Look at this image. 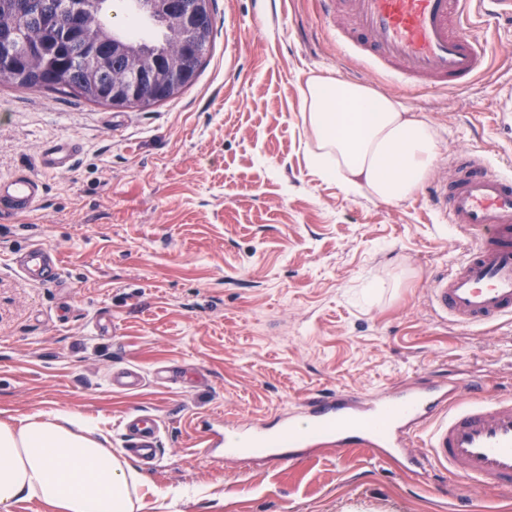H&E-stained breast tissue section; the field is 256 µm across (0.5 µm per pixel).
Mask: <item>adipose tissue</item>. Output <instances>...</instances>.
<instances>
[{
  "label": "adipose tissue",
  "instance_id": "1",
  "mask_svg": "<svg viewBox=\"0 0 512 512\" xmlns=\"http://www.w3.org/2000/svg\"><path fill=\"white\" fill-rule=\"evenodd\" d=\"M300 93L308 162L320 176L387 204L419 190L439 149L425 115L370 86L318 73ZM145 485L99 425L79 413L50 409L0 424V512L29 499L57 512H138Z\"/></svg>",
  "mask_w": 512,
  "mask_h": 512
}]
</instances>
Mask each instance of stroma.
Here are the masks:
<instances>
[{
  "instance_id": "obj_1",
  "label": "stroma",
  "mask_w": 512,
  "mask_h": 512,
  "mask_svg": "<svg viewBox=\"0 0 512 512\" xmlns=\"http://www.w3.org/2000/svg\"><path fill=\"white\" fill-rule=\"evenodd\" d=\"M213 46L195 82L146 109H113L50 90L0 86V178H41L35 212L0 223V422L50 408L106 429L146 411L159 458L140 512H448L447 475L398 473L367 448L323 447L294 465L213 460L202 421L247 423L319 393L381 394L476 379L512 392V323L484 331L441 319L431 276L470 240L431 202L457 154L512 174V20L473 15L487 70L468 89L427 91L365 69L319 0H216ZM323 73L391 95L436 127L440 148L412 198L347 195L305 158L300 86ZM80 153L59 174L39 158L58 138ZM60 259L56 284L15 257ZM139 368L134 393L113 369ZM162 370L177 385L162 387ZM108 381L113 390L131 392L143 386L144 377L134 367H123L112 371Z\"/></svg>"
}]
</instances>
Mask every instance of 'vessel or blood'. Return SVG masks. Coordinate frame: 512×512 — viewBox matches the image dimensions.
Listing matches in <instances>:
<instances>
[{
    "instance_id": "obj_1",
    "label": "vessel or blood",
    "mask_w": 512,
    "mask_h": 512,
    "mask_svg": "<svg viewBox=\"0 0 512 512\" xmlns=\"http://www.w3.org/2000/svg\"><path fill=\"white\" fill-rule=\"evenodd\" d=\"M352 25L340 41L358 49L367 62L423 88L460 90L473 85L484 70L487 50L470 31L471 12L512 17V0H343ZM79 145L60 139L44 149L41 168L67 171ZM456 180L436 186L432 197L449 223L475 242L448 272L436 274L429 301L436 314L464 329H478L512 319V175L488 168L476 156H458ZM43 194L42 181L26 173L0 179V222L33 213ZM34 281L57 278L59 258L41 245L20 259ZM144 384L133 367L114 370L112 389L131 392ZM425 430L427 454L408 446ZM160 424L149 413L121 421L129 454L156 459ZM263 423L241 430H214L203 424L201 447L215 455L237 456L242 449L265 447L268 460L292 463L320 443L359 445L380 457L402 456L413 473L446 471L460 486L451 512H465L468 491L512 486V395H487L482 383L433 384L392 395L315 396L277 418V443L267 444Z\"/></svg>"
}]
</instances>
